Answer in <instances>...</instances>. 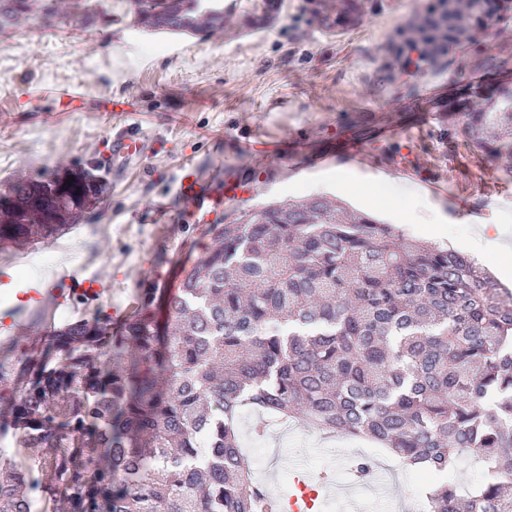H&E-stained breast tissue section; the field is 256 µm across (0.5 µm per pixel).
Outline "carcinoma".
<instances>
[{"label": "carcinoma", "mask_w": 512, "mask_h": 512, "mask_svg": "<svg viewBox=\"0 0 512 512\" xmlns=\"http://www.w3.org/2000/svg\"><path fill=\"white\" fill-rule=\"evenodd\" d=\"M451 2L471 38L477 0ZM134 24L224 30L221 0H132ZM330 0L320 27L353 13ZM104 0H0V30L95 25ZM409 31L434 55L438 16ZM462 141L512 161V89L477 95ZM86 180L19 177L0 193V244L85 219ZM173 291L144 290L120 331L59 328L0 391V512H276L240 449L245 407L365 438L442 482L423 512H512V292L474 260L322 196L234 209ZM487 481L460 492V459Z\"/></svg>", "instance_id": "obj_1"}]
</instances>
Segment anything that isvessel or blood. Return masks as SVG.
Wrapping results in <instances>:
<instances>
[{"instance_id": "vessel-or-blood-1", "label": "vessel or blood", "mask_w": 512, "mask_h": 512, "mask_svg": "<svg viewBox=\"0 0 512 512\" xmlns=\"http://www.w3.org/2000/svg\"><path fill=\"white\" fill-rule=\"evenodd\" d=\"M245 183L225 182L220 193L213 194L200 182L194 167L182 170L177 193L189 205L185 220L195 224H211L222 214L227 202L245 193ZM0 289L14 293L16 301L0 310V327L22 334L26 326L22 313L31 306L43 308L44 323H52L55 311L63 301L99 300L104 289L96 278L86 274L84 266L68 264L55 271L33 274L29 279L16 280L9 275L0 276ZM334 483L297 470L287 494L278 499V512H322L325 504L334 496Z\"/></svg>"}]
</instances>
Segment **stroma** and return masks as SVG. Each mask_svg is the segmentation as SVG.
<instances>
[{"instance_id":"1","label":"stroma","mask_w":512,"mask_h":512,"mask_svg":"<svg viewBox=\"0 0 512 512\" xmlns=\"http://www.w3.org/2000/svg\"><path fill=\"white\" fill-rule=\"evenodd\" d=\"M106 2L111 22L91 28L28 21L0 31V192L18 176L45 182L64 173L85 175L101 190L86 220L57 237L72 239V259L112 290L86 316L125 311L143 289L180 282L182 268L203 252L206 227L184 221L187 205L177 194L189 163L213 191L225 178L263 172V183L241 199L244 208L323 196L402 225L418 240L437 241L445 225L461 253L472 228L512 225V180L448 138L476 94L512 83V72L492 65L512 61V9L471 40L448 44L435 61L413 63L404 31L439 0H362L359 20L331 31L315 20V0H224L227 24L215 34L150 32L134 24L131 0ZM54 89L76 96L74 111L47 99ZM418 112L435 118L410 140L377 138L376 127L407 125ZM131 132L143 142L135 156L115 148ZM294 136L304 146L297 162L278 150ZM244 139L252 144L247 154L236 149ZM350 143L362 144L367 160L297 172L298 162ZM432 182L445 184L446 194L428 192ZM402 183L425 189L416 209L395 195ZM159 203L164 224L152 221ZM57 239L0 246V271L27 279V257L45 259ZM42 318L33 308L24 316L29 334L0 331V343L17 354L0 367L6 381L19 372V355L36 349ZM254 421L243 419L242 447L255 477L274 490L287 491L301 467L335 481L325 512H418L430 478L388 452L322 435L302 420L271 424L258 439ZM359 455L390 476V493L354 500L350 461Z\"/></svg>"}]
</instances>
